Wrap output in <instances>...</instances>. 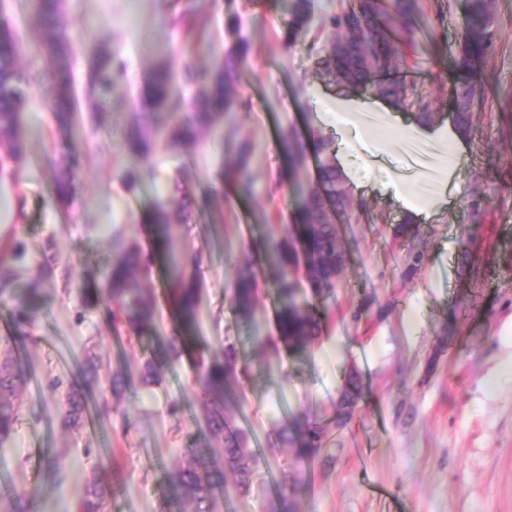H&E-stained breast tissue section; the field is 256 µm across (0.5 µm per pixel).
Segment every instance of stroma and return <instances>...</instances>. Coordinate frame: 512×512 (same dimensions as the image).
<instances>
[{
	"mask_svg": "<svg viewBox=\"0 0 512 512\" xmlns=\"http://www.w3.org/2000/svg\"><path fill=\"white\" fill-rule=\"evenodd\" d=\"M188 2L64 0L63 21L78 35L69 59L78 105L72 136L80 147L74 195L63 204L54 194L65 142L41 87L25 110L18 178H0V254L15 272L0 286V351L12 348L27 371L15 398L21 407L15 430L0 444V480L39 487L32 512H80L94 481L106 512H157L167 472L180 464L182 448L202 439L203 407L189 358H168L159 342L173 331L165 293L173 279L161 264L142 280L158 300V334L137 338L113 328L105 292L111 236L154 249L155 227L144 215L157 198L175 203L185 192L213 193L246 143L253 194L225 195L218 209L193 212L175 230L180 259L194 262L201 284L196 333L205 350L234 346L251 366L242 404L228 418L270 462L248 494L211 502L209 512H263L278 483L299 473L305 485L295 512H512V0H493L494 48L476 78L483 94L471 108L467 150L455 169L442 160L434 165L432 172L451 178L449 201L423 223L412 208L432 196L428 173L410 166L408 136L367 138L360 126L337 123L327 108V100L360 92L315 76L309 46L331 36L319 19L288 46L282 34L289 0H203L205 32L181 41L170 21ZM421 5L423 34L404 47L387 76L406 82L423 49L435 64L407 82L408 98L395 117L378 115L388 127L397 121L415 127L420 113L453 110L463 0ZM1 13L21 36V66L42 75L33 0H7ZM232 17L251 43L242 66L243 107L218 120V133L179 148L166 133L190 99L176 94L158 115L161 132L151 154L126 153L123 139L147 71L166 60L177 71L213 68L232 43L226 29ZM102 46L124 70L111 96L94 101L85 88ZM288 132L306 144L333 137L352 200L338 219L343 273L330 295L311 301L321 336L297 352L278 341V267L257 248L276 226L290 223L316 179L315 160L289 170L281 145ZM144 166L154 168V181L129 185L126 173ZM402 224L418 225L412 243L398 238ZM413 245L424 256L416 270ZM246 269L257 276L255 327L267 339L263 348L231 303L233 282ZM443 335L448 344L441 348ZM149 360L159 383L139 387L102 423L85 417L63 426L64 398L50 389L51 379L80 381L89 361L105 377L120 365L139 372ZM352 367L364 377V396L345 426L329 429L317 457L300 462L294 449L270 447L284 418L331 420ZM173 397L180 413L169 410ZM49 453L67 464L57 483L41 477Z\"/></svg>",
	"mask_w": 512,
	"mask_h": 512,
	"instance_id": "stroma-1",
	"label": "stroma"
}]
</instances>
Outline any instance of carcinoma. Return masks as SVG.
Here are the masks:
<instances>
[{
	"instance_id": "obj_1",
	"label": "carcinoma",
	"mask_w": 512,
	"mask_h": 512,
	"mask_svg": "<svg viewBox=\"0 0 512 512\" xmlns=\"http://www.w3.org/2000/svg\"><path fill=\"white\" fill-rule=\"evenodd\" d=\"M492 0H466V24L459 41L455 67L461 75L454 89L456 125L467 133L471 103L478 94L473 77L480 73L493 45L494 15ZM62 0H36L39 21L38 40L46 59L47 103L57 116L60 128L74 118L76 100L68 67V56L75 45V37L62 22ZM313 11L312 0H292L290 20L283 41L295 44L308 26ZM418 0H356L348 6L332 11L323 10L321 24L333 33V39L316 53L315 75L327 84L336 82L353 84L363 90L389 99L396 105L405 101L404 86L396 81L378 79L379 73L390 69L398 51V44L418 36L420 28ZM227 31L235 37L233 46L210 71L187 68L183 84L194 88L191 110L180 117L169 129V140L176 145L190 144L199 134L214 126L218 116L233 112L243 105L238 87L241 64L249 52V44L241 33L240 21L232 17ZM20 38L14 26L0 20V165L20 164L25 156L23 112L37 77L18 65ZM123 71L122 63L107 51L93 57L89 69L88 94L93 98L108 96L116 79ZM177 89L169 65L161 64L151 70L141 87L137 114L126 135L125 147L135 155L151 151L155 114L166 110ZM317 161V178L308 195L296 208L292 222L301 231L304 243L306 279L314 297L332 290L336 275L337 229L334 224H322L320 218L327 205L344 212L346 203L336 198V180L342 173L336 165V150L332 139L316 137L310 145ZM75 166L71 152L59 162L55 180L56 198L64 202L72 191ZM224 179L242 193H253L254 185L249 172V150L241 148L235 161L224 172ZM176 215L167 201L158 200L145 217L157 228V240L175 267L180 262L175 255L171 226ZM292 229L282 228L271 234L268 250L280 267L276 280L281 304L276 311L278 340L288 351L301 350L320 336L321 320L315 317L305 302L297 298L298 287L292 277L297 256L290 237ZM115 258L106 279V290L115 308L112 309L113 327L127 326L138 335L156 327V299L152 292L140 286L139 276L145 273L152 256L142 252L136 244H127L117 237L113 241ZM171 304L179 320L180 329L163 339L167 353L179 358L185 353L196 357L194 382L202 392V403L208 431V440L224 444L222 458H216L215 449L205 453L197 446L182 449V463L169 472L168 480L179 490L183 501L200 503L230 498L247 493L254 476L268 465V460L257 448L249 447L246 431L232 427L224 417V409L235 401V389L244 386L249 368L238 363L234 348L224 347V359L202 355L198 337L190 329L197 322L200 285L194 276L178 272L174 288L170 289ZM257 278L254 272L243 273L236 280L232 305L244 322L255 314ZM23 372L20 363L6 356L0 362V444L6 442L16 423L15 397ZM98 391L101 410H112V402L121 401L129 391V376L123 370L112 372L108 386L83 388L69 386L65 396L66 413L62 422L76 424L88 405L87 394ZM363 391L360 373L348 374L339 389L337 404L345 407L356 404ZM327 426L320 421L296 418L284 419L275 435L272 447L290 448L301 444L297 458L311 460L323 449ZM235 476L227 482V474ZM302 490L295 480L286 484L267 504V512H289ZM36 489L23 487L12 493L9 512H29Z\"/></svg>"
}]
</instances>
